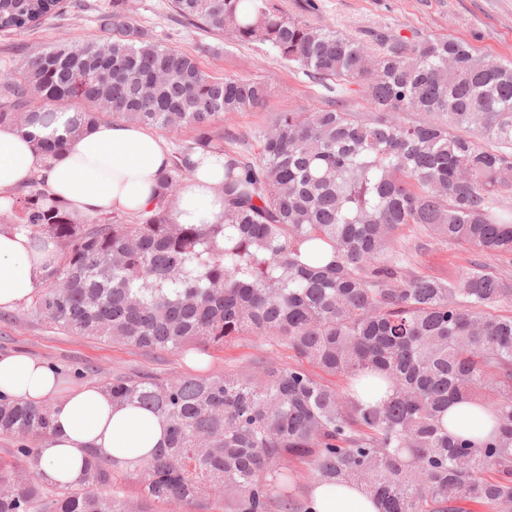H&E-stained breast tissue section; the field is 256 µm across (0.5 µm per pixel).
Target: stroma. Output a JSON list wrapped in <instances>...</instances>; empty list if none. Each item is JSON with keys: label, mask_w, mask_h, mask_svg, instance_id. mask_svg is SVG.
<instances>
[{"label": "stroma", "mask_w": 512, "mask_h": 512, "mask_svg": "<svg viewBox=\"0 0 512 512\" xmlns=\"http://www.w3.org/2000/svg\"><path fill=\"white\" fill-rule=\"evenodd\" d=\"M317 19L347 34L366 38L369 31L386 30L407 38H456L479 53L512 60V0H316ZM112 0H63L59 15L19 32L0 33V74L11 71L20 51L49 49L71 37L105 41L98 18L111 11ZM133 23L162 44L197 54L201 67L217 77L231 76L266 84L263 106L232 114L226 123L257 139L271 113L318 106L343 93L354 109L365 111L362 87L320 82L297 65L280 59L270 45L239 44L230 38L183 23L171 0H127ZM473 250L466 244L432 242L414 253L416 272L453 279L466 267ZM26 304L0 319V354L22 351L53 367L65 386L103 385L117 376L207 377L271 355L290 363L294 353L277 340L244 336L217 349L194 344L174 353L152 352L116 342H99L55 333L26 314Z\"/></svg>", "instance_id": "obj_1"}]
</instances>
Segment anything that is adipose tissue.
I'll list each match as a JSON object with an SVG mask.
<instances>
[{
	"label": "adipose tissue",
	"instance_id": "obj_1",
	"mask_svg": "<svg viewBox=\"0 0 512 512\" xmlns=\"http://www.w3.org/2000/svg\"><path fill=\"white\" fill-rule=\"evenodd\" d=\"M41 130L0 124V200L43 179L51 197L73 218L113 212L130 215L151 207L159 172L170 164L164 138L133 123L104 121L65 133L60 158L45 159L36 148ZM184 189L170 202L174 224H218L224 218L223 152L197 151ZM59 261L54 244L36 250L26 230L0 225V309L29 300L40 277ZM0 393L35 405L53 407L52 432L40 450L38 469L44 479L77 485L87 449L120 461H135L166 444L162 418L130 404L116 405L100 387L83 385L62 391L55 371L24 353L0 356ZM314 512H378L374 500L354 484L319 486L312 492Z\"/></svg>",
	"mask_w": 512,
	"mask_h": 512
}]
</instances>
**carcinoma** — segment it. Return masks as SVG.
Segmentation results:
<instances>
[{
    "label": "carcinoma",
    "mask_w": 512,
    "mask_h": 512,
    "mask_svg": "<svg viewBox=\"0 0 512 512\" xmlns=\"http://www.w3.org/2000/svg\"><path fill=\"white\" fill-rule=\"evenodd\" d=\"M62 0H0V31L52 17ZM187 24L275 48L317 81L363 88L370 111L340 100L277 112L258 136L224 116L261 105L264 84L204 71L136 27L125 0L100 18L111 54L74 40L25 53L0 75V123L72 125L106 119L193 133L158 177L151 208L83 222L33 181L0 221L52 240L58 265L26 315L64 335L146 351L239 336L280 338L295 353L264 356L206 378L128 375L103 390L163 418L167 445L135 463L90 451L81 483L42 479L23 444L0 459V512H313L300 479L360 486L379 512H512V288L487 260L512 256V222L497 209L512 189V61L483 57L454 38L368 44L292 15L284 0H173ZM38 96L48 108L31 106ZM413 112L430 117L424 123ZM230 148H224V144ZM47 157L58 138L38 140ZM219 150L221 224H173L168 204L190 177L188 155ZM478 251L458 278L420 275L400 230ZM68 287H57L60 281ZM345 381L332 387L312 371ZM387 388L393 396L374 404ZM477 402L497 434L456 436L448 408ZM53 407L0 395V435L46 439Z\"/></svg>",
    "instance_id": "1"
}]
</instances>
